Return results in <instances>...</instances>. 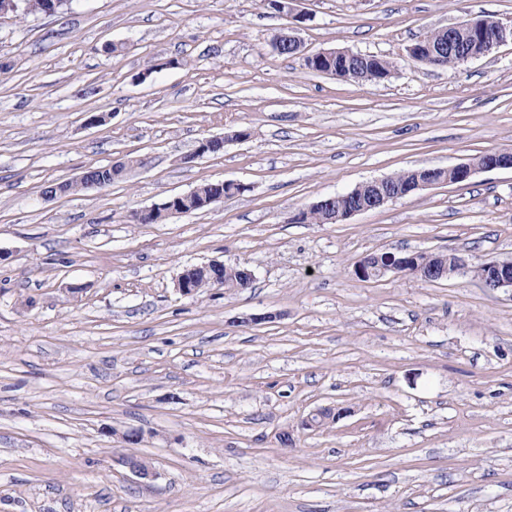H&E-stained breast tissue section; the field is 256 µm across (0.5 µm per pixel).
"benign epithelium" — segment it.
<instances>
[{
  "label": "benign epithelium",
  "mask_w": 512,
  "mask_h": 512,
  "mask_svg": "<svg viewBox=\"0 0 512 512\" xmlns=\"http://www.w3.org/2000/svg\"><path fill=\"white\" fill-rule=\"evenodd\" d=\"M299 0H268L271 9L280 15L293 18L296 22L306 20V14L296 11ZM441 40L418 43L409 48L410 57L420 63L435 65L449 56L465 62L474 58L472 54H464L461 46L469 38L484 41L483 53L487 54L499 46L512 42V23L490 17H476L465 22L444 27L437 30ZM270 45L273 49H291L297 54H302L303 44L297 35V27L287 26L279 29L272 37ZM343 58L347 61L359 58V55L348 49H332L307 55L304 60L320 62L325 59L333 60ZM243 136L239 132L223 137H213L202 140L195 152L197 156H204L214 152H220L224 143L228 140H241ZM496 168H512V154L509 152H497L492 158L459 163L448 168H424L413 171V178L406 190L396 187L394 177L388 176L372 179L358 184L343 197L349 200L345 213L338 217L334 212V203L337 196L328 195L311 206V209L322 210L328 214V222L338 220L345 221L357 214L377 210L390 201L404 195H409L419 189L442 183H464L479 170H491ZM188 195L181 194L169 198L164 203L144 208L132 214V220L137 224H157L173 214L184 211L181 207ZM389 273H401L412 276L426 282H437L449 277L447 267L441 262L431 265L419 264L412 257H403L380 252L376 255L364 256L356 265V274L368 280H377ZM483 287L489 292H497L504 288L512 289V261H494L488 266V272L482 279ZM119 463L126 467L133 475L143 481H152L157 478L154 468L142 458L133 454H124L119 457Z\"/></svg>",
  "instance_id": "benign-epithelium-1"
}]
</instances>
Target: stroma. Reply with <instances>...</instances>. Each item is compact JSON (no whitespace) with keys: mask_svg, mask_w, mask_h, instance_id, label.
<instances>
[{"mask_svg":"<svg viewBox=\"0 0 512 512\" xmlns=\"http://www.w3.org/2000/svg\"><path fill=\"white\" fill-rule=\"evenodd\" d=\"M299 8L293 57L270 49L290 20L263 0L0 17V512H512V291L472 272L512 259V169L339 224L296 220L368 180L512 152V42L451 70L408 54L479 15L512 21V0ZM328 49L392 73L306 67ZM120 160L112 185L42 194ZM217 181L246 190L132 220ZM374 252L471 269L362 280ZM212 261L247 267L251 286L179 292ZM323 408L333 418L306 427ZM131 453L154 481L117 464ZM337 58H344L346 61L352 60V63L336 62ZM360 55L348 49H332L318 52L312 55H306L304 61L308 63L320 62L325 59L333 60L332 62H321L314 64L315 68L321 73L331 74L330 70H320L332 68L337 77L354 79L358 81H381L386 78L391 70V63L384 58L376 55L364 54L363 60ZM307 66V65H306ZM314 70L312 66H307ZM332 75V74H331ZM192 192L173 196L158 206L136 211L132 215V220L137 224H157L170 215L184 213V208L181 204ZM176 206H178V208Z\"/></svg>","mask_w":512,"mask_h":512,"instance_id":"1","label":"stroma"}]
</instances>
